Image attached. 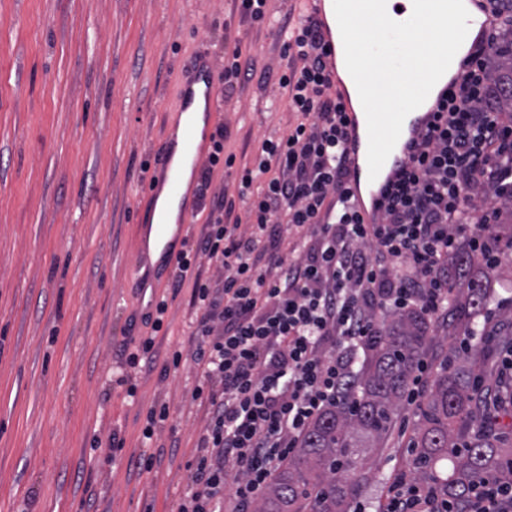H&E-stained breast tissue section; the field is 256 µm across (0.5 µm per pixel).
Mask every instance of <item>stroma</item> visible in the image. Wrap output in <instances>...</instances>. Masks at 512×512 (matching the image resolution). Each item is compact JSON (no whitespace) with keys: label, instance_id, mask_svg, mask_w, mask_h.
Masks as SVG:
<instances>
[{"label":"stroma","instance_id":"35a3bbf8","mask_svg":"<svg viewBox=\"0 0 512 512\" xmlns=\"http://www.w3.org/2000/svg\"><path fill=\"white\" fill-rule=\"evenodd\" d=\"M239 36L257 68L277 67L280 43L233 0H0V512H176L188 490L207 423L191 398L201 312L190 286L172 290L174 270L134 271L182 86ZM278 94L253 80L221 98L210 124L226 126V151L287 132L289 112L266 109ZM149 292L167 296L169 329L131 402L120 350L146 333ZM430 334L433 371L471 365L496 385L491 350L454 356L455 328ZM161 404L171 415L144 443ZM418 423L417 407L399 405L380 447L361 449L365 512H379L395 474H414Z\"/></svg>","mask_w":512,"mask_h":512}]
</instances>
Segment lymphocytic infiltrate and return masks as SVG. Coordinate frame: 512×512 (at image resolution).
<instances>
[{"instance_id": "f902f5d3", "label": "lymphocytic infiltrate", "mask_w": 512, "mask_h": 512, "mask_svg": "<svg viewBox=\"0 0 512 512\" xmlns=\"http://www.w3.org/2000/svg\"><path fill=\"white\" fill-rule=\"evenodd\" d=\"M268 2L235 0L241 21L274 28L281 62L263 78L296 121L241 164L224 151L226 129L216 130L201 169L206 180L223 167L237 195L218 198L175 264L176 285L191 281L202 311L193 351L202 380L191 397L208 411L177 512H255L311 423L347 399L355 365L372 337L386 335L389 318L416 311L450 322L459 253L488 274L512 245L501 209L512 203V114L489 105L491 62L501 34L512 31V0H486L495 19L488 42L473 48L377 224L362 223L350 204L347 120L322 34L302 12L271 18ZM254 73L251 45L225 47V94ZM288 234L299 241L291 261L281 252ZM207 267L213 275H204ZM167 308L158 300L150 334L125 343L129 367L154 364ZM382 512H512V483L487 478L458 499L402 473Z\"/></svg>"}]
</instances>
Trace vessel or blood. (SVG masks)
Returning a JSON list of instances; mask_svg holds the SVG:
<instances>
[{
    "instance_id": "b4317fda",
    "label": "vessel or blood",
    "mask_w": 512,
    "mask_h": 512,
    "mask_svg": "<svg viewBox=\"0 0 512 512\" xmlns=\"http://www.w3.org/2000/svg\"><path fill=\"white\" fill-rule=\"evenodd\" d=\"M327 0H309V13L317 22L326 45V69L336 87V93L345 106L347 118V138L345 151L350 169L349 187L355 208L363 223H379L385 195L408 168L413 155L417 152L424 136L436 122V116L444 101L450 85L438 82L426 101L412 111L404 120L401 135L384 163L377 177H370L367 164L368 133L363 107L352 104L349 93L339 71L344 49L340 31L334 14L326 10ZM470 14L469 31L466 44L487 41L493 19L484 9L481 0H466ZM216 64L213 59L202 58L194 66L181 92L180 112L184 117L181 154L183 158L201 161L203 144L197 141V122L195 102L204 99L207 109H214L217 103ZM157 186L166 187L170 198L179 211V223H186L191 207L187 195L181 192V168L174 162H166L156 177Z\"/></svg>"
}]
</instances>
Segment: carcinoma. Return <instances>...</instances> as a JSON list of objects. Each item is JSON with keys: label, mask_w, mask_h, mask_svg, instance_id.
<instances>
[{"label": "carcinoma", "mask_w": 512, "mask_h": 512, "mask_svg": "<svg viewBox=\"0 0 512 512\" xmlns=\"http://www.w3.org/2000/svg\"><path fill=\"white\" fill-rule=\"evenodd\" d=\"M491 77L499 87L497 111L512 112V40L500 45ZM462 282L469 299L460 307L458 319L470 325L483 304V282L473 277ZM428 333L426 319L413 312L396 317L388 336L370 344L369 361L353 380L352 401L313 422L295 454L275 475L258 512H345L351 506L364 479L357 473L356 441L363 438L376 445L386 437L394 409L405 398L424 356ZM477 401L473 369L445 368L431 381L412 440L416 468L441 492L457 498L484 477L512 483V445L489 432L467 436ZM448 457L456 468L442 477L436 465Z\"/></svg>", "instance_id": "obj_1"}]
</instances>
